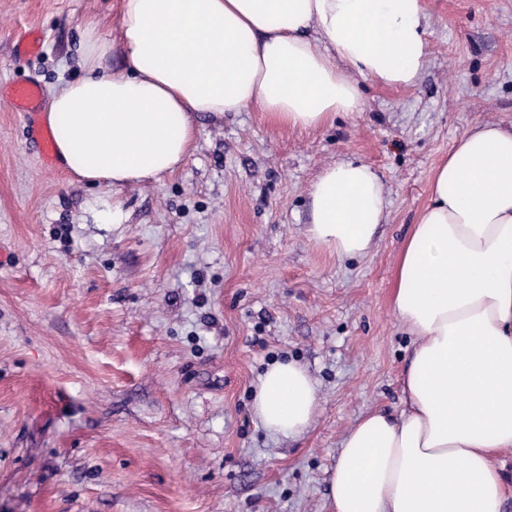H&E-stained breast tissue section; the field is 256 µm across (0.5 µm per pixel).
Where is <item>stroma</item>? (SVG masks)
I'll return each instance as SVG.
<instances>
[{
	"instance_id": "obj_1",
	"label": "stroma",
	"mask_w": 512,
	"mask_h": 512,
	"mask_svg": "<svg viewBox=\"0 0 512 512\" xmlns=\"http://www.w3.org/2000/svg\"><path fill=\"white\" fill-rule=\"evenodd\" d=\"M423 3L415 86L359 79V111L314 129L198 117L179 170L117 190L43 161L41 115L0 97V512H330L348 430L406 407L414 339L393 293L430 175L477 124L512 125V0ZM120 4L0 0V83L49 99L83 73L87 21L116 39ZM32 29L40 53L18 55ZM342 159L385 188L357 259L305 233L309 186ZM286 360L320 403L297 439L252 413Z\"/></svg>"
}]
</instances>
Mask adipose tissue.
Listing matches in <instances>:
<instances>
[{"instance_id": "adipose-tissue-1", "label": "adipose tissue", "mask_w": 512, "mask_h": 512, "mask_svg": "<svg viewBox=\"0 0 512 512\" xmlns=\"http://www.w3.org/2000/svg\"><path fill=\"white\" fill-rule=\"evenodd\" d=\"M426 24L422 0H122L119 44L87 22L86 74L52 94L43 119L70 174L140 183L180 168L197 115L255 107L272 125L313 129L359 110L357 77L414 86ZM429 192L393 295L415 338L408 407L366 413L349 430L330 512H502L494 456L512 448V128L464 135ZM308 195L311 242L340 259L369 254L385 217L369 165H330ZM318 405L308 371L285 361L259 377L252 411L271 436L296 438Z\"/></svg>"}]
</instances>
